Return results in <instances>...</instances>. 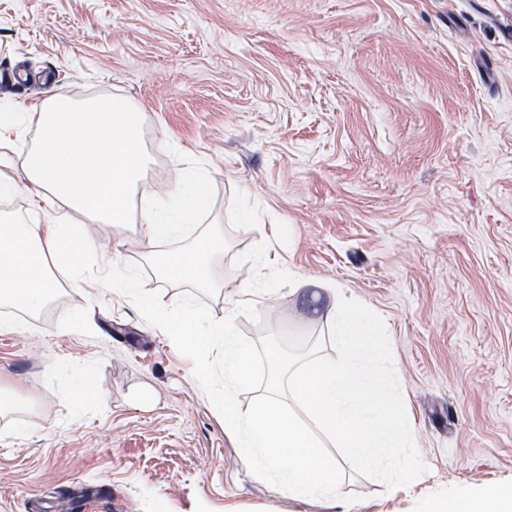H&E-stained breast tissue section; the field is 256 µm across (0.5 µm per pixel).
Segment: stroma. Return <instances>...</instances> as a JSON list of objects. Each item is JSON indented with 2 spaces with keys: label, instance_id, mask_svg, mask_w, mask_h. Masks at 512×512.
I'll list each match as a JSON object with an SVG mask.
<instances>
[{
  "label": "stroma",
  "instance_id": "1",
  "mask_svg": "<svg viewBox=\"0 0 512 512\" xmlns=\"http://www.w3.org/2000/svg\"><path fill=\"white\" fill-rule=\"evenodd\" d=\"M512 0H0V101L62 95L141 109L143 191L204 168L210 205L183 237L86 221L87 283L37 324L0 329V512H428L445 495L512 485ZM254 205L255 218L242 217ZM212 287L162 279L211 225ZM263 252L274 291L236 313L253 353L241 408L265 397L269 358L341 355L299 323L301 282L380 315L421 470L392 488L367 469L339 498L297 499L244 464L224 431V355L197 382L191 349L147 313L191 302L224 315ZM118 257L137 294L100 288ZM86 371L82 408L72 374Z\"/></svg>",
  "mask_w": 512,
  "mask_h": 512
}]
</instances>
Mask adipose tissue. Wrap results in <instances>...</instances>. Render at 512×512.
<instances>
[{
  "mask_svg": "<svg viewBox=\"0 0 512 512\" xmlns=\"http://www.w3.org/2000/svg\"><path fill=\"white\" fill-rule=\"evenodd\" d=\"M37 110L33 118L0 103V135L32 125L37 140L26 159L25 180L9 176L13 162L0 155V196L24 193L36 201H60L70 209L69 214L33 223L0 219V268L8 273L0 283V305L28 311L45 306L58 286V266L66 267L71 280H80L86 259L96 254L84 226L72 221V213L103 224L127 223L149 165L140 112L129 100L75 103L55 96ZM208 205L205 175L197 169L184 171L173 190L152 196L140 213L141 228L153 243L172 240ZM223 250L219 232L205 234L183 255L168 257L161 271L169 277H190L201 288L211 287L212 260ZM235 315V306H229L222 318L212 319L186 302L176 312L157 311L153 317L176 344L191 334L205 349H223L224 429L237 437L251 470L301 498L337 497L347 467L372 468L393 487L413 483L419 470L416 438L403 416L394 379H373L365 372L388 346V332L378 316L353 303L328 308L325 326L342 358L316 359L289 372L276 363L270 370L274 389L288 384L297 399L314 405L324 433L342 440L347 458L341 465L313 454L315 440L281 409L273 394L252 409L237 407L234 392L247 381L252 351L235 337Z\"/></svg>",
  "mask_w": 512,
  "mask_h": 512,
  "instance_id": "ef3b65f1",
  "label": "adipose tissue"
}]
</instances>
